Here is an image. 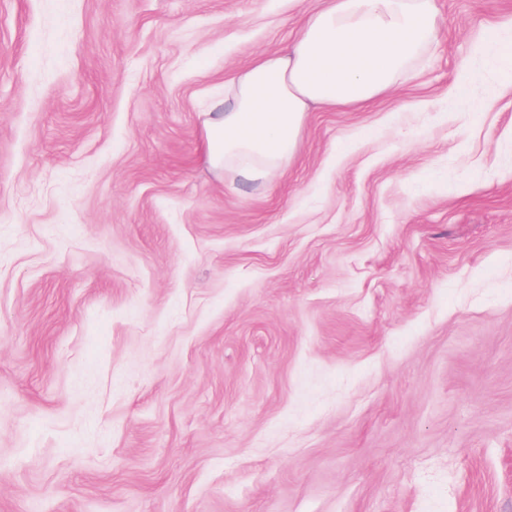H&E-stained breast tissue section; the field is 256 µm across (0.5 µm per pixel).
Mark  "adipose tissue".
<instances>
[{
    "mask_svg": "<svg viewBox=\"0 0 512 512\" xmlns=\"http://www.w3.org/2000/svg\"><path fill=\"white\" fill-rule=\"evenodd\" d=\"M435 0H325L285 49L238 71L204 119L206 159L259 182L294 156L307 112L390 93L437 39Z\"/></svg>",
    "mask_w": 512,
    "mask_h": 512,
    "instance_id": "1",
    "label": "adipose tissue"
}]
</instances>
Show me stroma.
<instances>
[{
    "instance_id": "stroma-1",
    "label": "stroma",
    "mask_w": 512,
    "mask_h": 512,
    "mask_svg": "<svg viewBox=\"0 0 512 512\" xmlns=\"http://www.w3.org/2000/svg\"><path fill=\"white\" fill-rule=\"evenodd\" d=\"M320 5L0 0V512H512V0L213 169Z\"/></svg>"
}]
</instances>
